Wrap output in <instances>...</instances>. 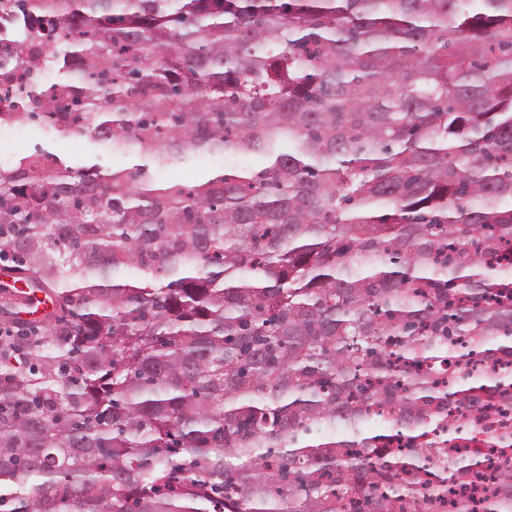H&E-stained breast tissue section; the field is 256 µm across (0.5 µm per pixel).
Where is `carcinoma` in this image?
I'll use <instances>...</instances> for the list:
<instances>
[{"mask_svg": "<svg viewBox=\"0 0 512 512\" xmlns=\"http://www.w3.org/2000/svg\"><path fill=\"white\" fill-rule=\"evenodd\" d=\"M0 16L23 21L0 127L138 159L0 167V255L56 305L0 349V512H438L431 478L470 490L462 424L512 402V376L467 382L512 363V0ZM223 152L268 164L155 180Z\"/></svg>", "mask_w": 512, "mask_h": 512, "instance_id": "1", "label": "carcinoma"}]
</instances>
